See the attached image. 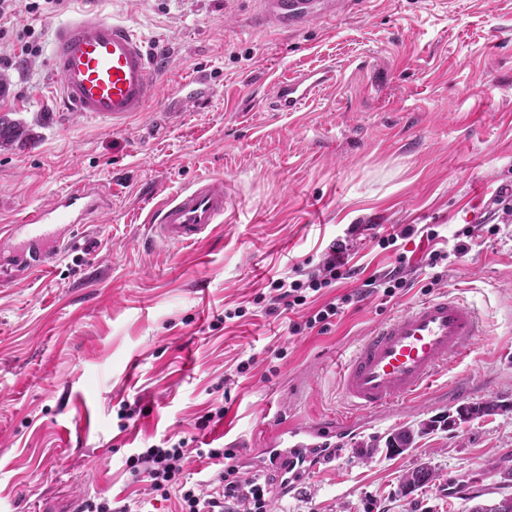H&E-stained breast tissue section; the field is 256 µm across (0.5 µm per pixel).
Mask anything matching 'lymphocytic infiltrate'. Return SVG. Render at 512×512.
<instances>
[{"mask_svg": "<svg viewBox=\"0 0 512 512\" xmlns=\"http://www.w3.org/2000/svg\"><path fill=\"white\" fill-rule=\"evenodd\" d=\"M348 246L338 240L331 244L329 257L312 269L297 268L296 278H279L269 284L268 292L256 294L254 305L269 316L286 310H304L302 320L291 322L290 335L311 330L327 331L334 319L362 300L364 293L382 292L391 297L412 287L408 277L411 259L397 254L392 266L364 282V291L346 293L322 301L323 289L333 287L339 280L357 275V268L347 267ZM204 456L214 460L217 468L206 479L189 482L184 474L192 457ZM126 468L133 477H146L153 493L162 499H176V512H268V477L245 479L233 451L221 448L192 449L188 438L167 437L160 444L130 454Z\"/></svg>", "mask_w": 512, "mask_h": 512, "instance_id": "obj_1", "label": "lymphocytic infiltrate"}]
</instances>
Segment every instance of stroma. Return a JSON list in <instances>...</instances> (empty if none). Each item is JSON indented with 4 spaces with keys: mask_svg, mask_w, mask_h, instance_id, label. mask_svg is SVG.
<instances>
[{
    "mask_svg": "<svg viewBox=\"0 0 512 512\" xmlns=\"http://www.w3.org/2000/svg\"><path fill=\"white\" fill-rule=\"evenodd\" d=\"M90 9L167 54L157 97L121 124L62 111L54 88L53 31ZM257 11V0H66L52 14L16 13L36 55L0 38L12 60L0 69V116L25 130L0 148V225L86 182L109 202L52 271L0 287V512L147 497L126 458L178 433L264 473V437L341 409L337 360L378 321L447 290L482 316L471 355L433 395L366 418L296 490L271 485V510L468 512L471 495H512L511 411L419 429L468 400L512 403V216L488 203L512 186V0H354L298 32L256 23ZM321 66L333 85L298 111L273 110L277 80ZM199 79L205 95L171 114V98ZM202 177L229 182L225 222L195 245L155 240L151 211ZM395 224L450 240L481 231L466 255L413 272L395 296H366L323 333L289 335L287 317L252 306L337 240L365 273L325 296L360 288L415 250L413 239L378 246ZM239 306L244 317L225 319ZM216 402L229 432H195ZM124 403L137 410L125 429ZM410 426V448H385L384 436ZM423 465L434 480L399 494Z\"/></svg>",
    "mask_w": 512,
    "mask_h": 512,
    "instance_id": "1",
    "label": "stroma"
}]
</instances>
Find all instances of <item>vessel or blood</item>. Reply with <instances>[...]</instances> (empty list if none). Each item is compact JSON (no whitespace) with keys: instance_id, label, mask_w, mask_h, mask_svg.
<instances>
[{"instance_id":"obj_1","label":"vessel or blood","mask_w":512,"mask_h":512,"mask_svg":"<svg viewBox=\"0 0 512 512\" xmlns=\"http://www.w3.org/2000/svg\"><path fill=\"white\" fill-rule=\"evenodd\" d=\"M342 0H259L261 18L277 28H303L312 18L335 13ZM52 70L65 111L120 122L145 111L159 89L163 62L128 26L97 13L56 28ZM331 68L304 71L278 83L274 107L297 111L333 82ZM230 186L205 177L168 197L155 211V235L169 244L207 238L223 223ZM102 208L95 185L58 194L31 216L0 230L11 253L0 255V281L47 272L71 249L78 225ZM483 334L478 311L445 292L413 302L405 311L374 325L350 355L336 363L339 391L350 413L331 424L294 423L270 437L277 474L296 461H323L336 441L354 434L365 417L407 405L427 394L437 375L458 367Z\"/></svg>"}]
</instances>
